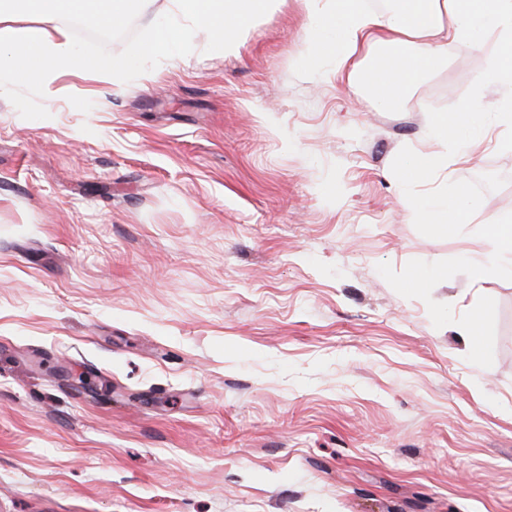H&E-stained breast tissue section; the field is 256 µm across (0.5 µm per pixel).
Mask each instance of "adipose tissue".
I'll return each mask as SVG.
<instances>
[{
  "label": "adipose tissue",
  "mask_w": 512,
  "mask_h": 512,
  "mask_svg": "<svg viewBox=\"0 0 512 512\" xmlns=\"http://www.w3.org/2000/svg\"><path fill=\"white\" fill-rule=\"evenodd\" d=\"M273 0H173L171 19L156 23L148 50L177 57L193 34L206 30L212 47L234 51L241 32ZM312 18L307 44L312 55L331 56L337 70L346 72L372 95L383 110L400 106L404 98L430 72L448 61V45L466 42L480 52L485 68L477 92L502 85L512 75V0H394L392 7L369 12L360 0H332L319 10L316 0H306ZM136 0H22V11L32 19L26 27L13 26L11 13L0 11V57L8 59L9 79L17 84L41 85L59 70L74 67L99 77H120L133 68L124 57L77 55L61 20L67 15L93 12L106 28L122 25L136 10ZM370 52L366 67L355 59ZM485 122L478 103L461 105L452 115L439 114L428 124V134L439 145L464 132L477 134ZM478 200L466 194L432 197L411 202L428 224L460 223ZM512 263V226L492 228L486 249L473 267L475 278L496 274L504 262Z\"/></svg>",
  "instance_id": "ef3b65f1"
}]
</instances>
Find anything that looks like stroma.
<instances>
[{
  "label": "stroma",
  "instance_id": "stroma-1",
  "mask_svg": "<svg viewBox=\"0 0 512 512\" xmlns=\"http://www.w3.org/2000/svg\"><path fill=\"white\" fill-rule=\"evenodd\" d=\"M168 9L71 35L139 74L0 79V512H512V274H470L512 128L400 168L482 58L449 44L380 111L310 56L305 0L236 53L142 55ZM473 184L452 235L400 203ZM405 173L412 176L433 174L437 169L447 166L448 156L438 153L419 152L401 160Z\"/></svg>",
  "mask_w": 512,
  "mask_h": 512
}]
</instances>
